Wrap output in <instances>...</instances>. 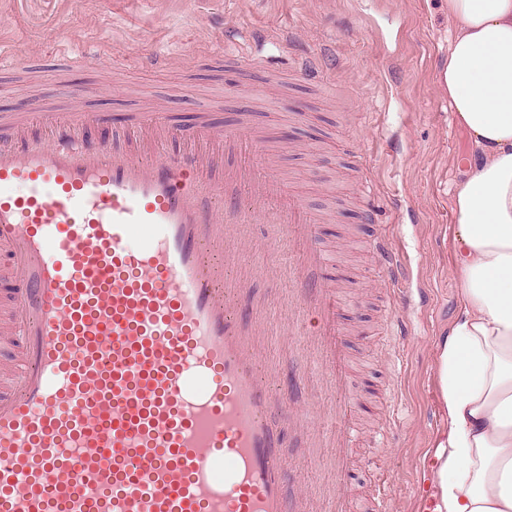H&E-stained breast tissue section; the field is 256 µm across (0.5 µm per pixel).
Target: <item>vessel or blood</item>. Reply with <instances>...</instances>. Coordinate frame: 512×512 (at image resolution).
Returning <instances> with one entry per match:
<instances>
[{"label": "vessel or blood", "mask_w": 512, "mask_h": 512, "mask_svg": "<svg viewBox=\"0 0 512 512\" xmlns=\"http://www.w3.org/2000/svg\"><path fill=\"white\" fill-rule=\"evenodd\" d=\"M69 128L45 144L0 141V249L16 285L7 322L18 358L0 367V512H304L283 490L286 439L258 373L263 339L239 265L240 225L272 218L294 254L291 304L319 324L313 367L336 398V471L357 430L347 412L339 298L314 278L329 256L316 218L282 183L224 151L150 156L86 146ZM142 128L177 138L153 112ZM240 266L234 278L224 270Z\"/></svg>", "instance_id": "vessel-or-blood-1"}]
</instances>
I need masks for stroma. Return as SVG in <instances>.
<instances>
[{
  "instance_id": "1",
  "label": "stroma",
  "mask_w": 512,
  "mask_h": 512,
  "mask_svg": "<svg viewBox=\"0 0 512 512\" xmlns=\"http://www.w3.org/2000/svg\"><path fill=\"white\" fill-rule=\"evenodd\" d=\"M452 30L447 0H0V42L24 70L0 68V136L10 118L37 105L24 143L48 142L49 118L80 108L79 140L114 151L135 136L132 118L157 112L211 135L247 126L249 153L273 168L311 211L327 276L348 298L339 327L353 361L351 401L379 447L355 448L346 477L354 512H373L378 479L391 481L390 512H426L430 454L444 429L435 349L462 308L453 255V194L469 137L455 122L436 76ZM287 38V52L274 42ZM314 58L310 74L289 60ZM387 238L398 274L379 264ZM246 298L275 311L291 286L287 255ZM295 336L272 335L266 361L277 383L308 359L309 316ZM318 390L306 383L275 395L271 417L284 430L285 489L307 494L306 512L333 482L314 461L311 427L321 426ZM311 411L292 427L288 414Z\"/></svg>"
}]
</instances>
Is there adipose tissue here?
Returning <instances> with one entry per match:
<instances>
[{"label": "adipose tissue", "mask_w": 512, "mask_h": 512, "mask_svg": "<svg viewBox=\"0 0 512 512\" xmlns=\"http://www.w3.org/2000/svg\"><path fill=\"white\" fill-rule=\"evenodd\" d=\"M439 76L473 144L453 198L462 311L438 346L429 512H512V0H448Z\"/></svg>", "instance_id": "obj_1"}]
</instances>
